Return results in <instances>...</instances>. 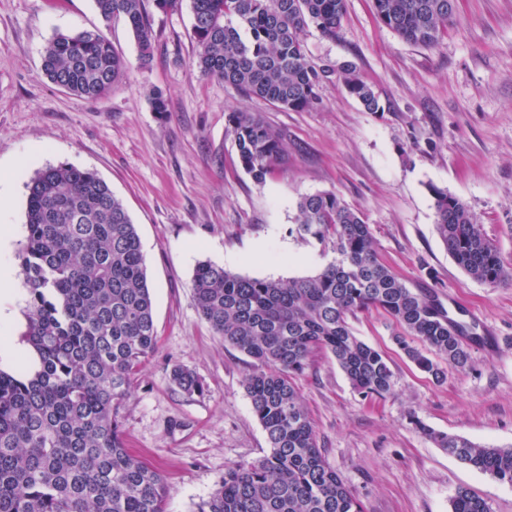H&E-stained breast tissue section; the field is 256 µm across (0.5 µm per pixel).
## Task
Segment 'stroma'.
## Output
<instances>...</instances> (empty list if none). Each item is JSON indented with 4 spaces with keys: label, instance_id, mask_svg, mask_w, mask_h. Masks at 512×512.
Listing matches in <instances>:
<instances>
[{
    "label": "stroma",
    "instance_id": "35a3bbf8",
    "mask_svg": "<svg viewBox=\"0 0 512 512\" xmlns=\"http://www.w3.org/2000/svg\"><path fill=\"white\" fill-rule=\"evenodd\" d=\"M154 57L143 64L123 18L103 23L94 0H0V170L13 182L0 225L25 242L26 184L59 164L90 168L109 184L140 237L158 347L123 410L128 448L159 469L168 512H193L233 463L270 452L245 388L257 363L214 335L193 300L192 277L208 261L255 278L319 273L329 244L300 237L298 199L331 192L369 224L381 260L412 289L431 294L469 331L489 326L506 344L472 347V369L437 383L397 346L383 312L350 317L355 336L381 351L395 393L362 398L331 353L314 352L295 383L328 464L364 512H450L456 489L512 512V485L467 467L408 422L481 445L512 446V284L488 287L448 255L435 227L430 187L447 190L482 224L512 265V0H458L438 45H412L380 23L373 0H347L335 37L304 35L313 65L328 69L303 111L246 97L194 65L189 0L150 10ZM102 29L125 61L99 99L68 94L42 71L59 32ZM375 91L370 112L345 90V65ZM161 92L166 113L154 112ZM256 112L279 129L286 155L263 181L241 167L227 130L232 110ZM191 370L200 395L181 392L174 367Z\"/></svg>",
    "mask_w": 512,
    "mask_h": 512
}]
</instances>
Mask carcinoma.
Masks as SVG:
<instances>
[{
  "mask_svg": "<svg viewBox=\"0 0 512 512\" xmlns=\"http://www.w3.org/2000/svg\"><path fill=\"white\" fill-rule=\"evenodd\" d=\"M377 19L406 42L431 48L452 24L456 0H373ZM105 23L122 17L140 59L154 55L144 0H94ZM346 0H192L195 65L207 76L272 105L311 107L328 71L309 62L304 34L313 24L336 36ZM124 67L102 31L57 33L43 52L47 78L68 93L97 99ZM343 85L370 112L383 110L352 66ZM243 169L258 181L285 155L284 135L254 112L227 114ZM21 268L28 287L23 340L36 367L0 370V512H166L162 473L126 448L122 410L141 364L158 345L141 242L122 202L92 169L48 166L27 183ZM436 230L448 254L491 288L512 283L471 209L431 186ZM297 233L327 241L335 254L314 275L287 281L242 276L210 262L193 276V298L212 332L262 369L246 379L253 411L271 451L234 463L195 512H363L330 467L296 388L313 351H329L364 398L393 394L386 358L361 341L348 317L376 309L399 327L395 341L440 382L447 368L472 367L464 326L431 296L416 293L379 258L358 212L333 193L297 202ZM172 382L203 393L189 369ZM410 423L449 456L512 484V446L490 447ZM451 512H490L467 488Z\"/></svg>",
  "mask_w": 512,
  "mask_h": 512,
  "instance_id": "obj_1",
  "label": "carcinoma"
}]
</instances>
